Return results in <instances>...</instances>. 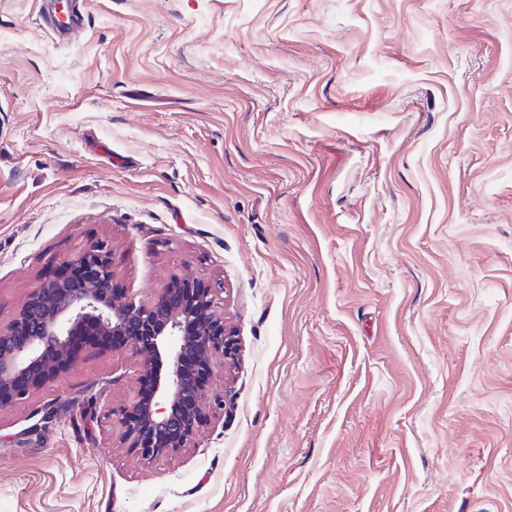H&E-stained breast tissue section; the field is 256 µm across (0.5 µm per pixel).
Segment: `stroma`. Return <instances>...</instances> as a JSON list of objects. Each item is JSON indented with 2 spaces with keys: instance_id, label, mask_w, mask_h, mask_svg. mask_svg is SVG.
Masks as SVG:
<instances>
[{
  "instance_id": "1",
  "label": "stroma",
  "mask_w": 512,
  "mask_h": 512,
  "mask_svg": "<svg viewBox=\"0 0 512 512\" xmlns=\"http://www.w3.org/2000/svg\"><path fill=\"white\" fill-rule=\"evenodd\" d=\"M0 0V327L107 241L218 288L238 355L187 448L89 346L0 408V512H512V0ZM39 21L54 37L65 39L79 32L84 26L81 0H40ZM77 6V8H76Z\"/></svg>"
}]
</instances>
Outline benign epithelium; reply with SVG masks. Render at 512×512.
I'll return each instance as SVG.
<instances>
[{
  "mask_svg": "<svg viewBox=\"0 0 512 512\" xmlns=\"http://www.w3.org/2000/svg\"><path fill=\"white\" fill-rule=\"evenodd\" d=\"M76 266L81 277H63ZM78 336L98 347L122 338L142 356L140 387L107 410L126 448L151 463L179 453L207 419L203 397L216 366L234 365L235 331L217 309V289L197 278L171 277L149 302L121 300L112 288V252L86 246L33 289L0 328V407L61 378L80 353Z\"/></svg>",
  "mask_w": 512,
  "mask_h": 512,
  "instance_id": "1",
  "label": "benign epithelium"
}]
</instances>
